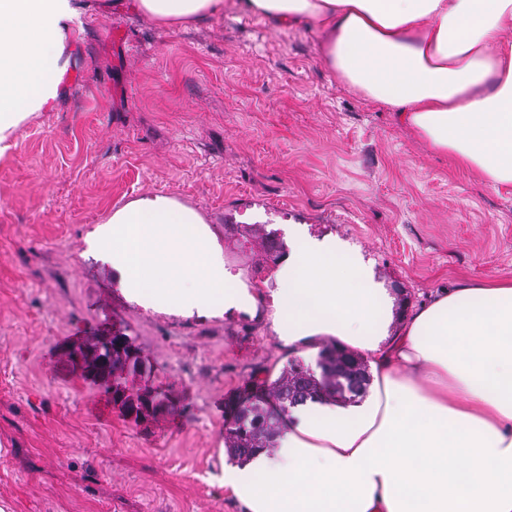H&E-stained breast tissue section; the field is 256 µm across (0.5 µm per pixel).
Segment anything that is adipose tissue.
<instances>
[{"mask_svg":"<svg viewBox=\"0 0 512 512\" xmlns=\"http://www.w3.org/2000/svg\"><path fill=\"white\" fill-rule=\"evenodd\" d=\"M285 28L314 24L341 82L437 153L512 187V0H134L172 27L225 5ZM72 0H0V158L64 93ZM272 326L298 356L318 341L371 359L364 400L290 407L274 452L225 462L245 512H512V281L461 282L391 333L392 303L336 237L288 225ZM87 252L131 301L181 315L247 312L203 217L158 194L101 222Z\"/></svg>","mask_w":512,"mask_h":512,"instance_id":"1","label":"adipose tissue"}]
</instances>
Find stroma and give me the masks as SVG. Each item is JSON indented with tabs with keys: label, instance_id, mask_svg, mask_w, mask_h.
I'll return each instance as SVG.
<instances>
[{
	"label": "stroma",
	"instance_id": "stroma-1",
	"mask_svg": "<svg viewBox=\"0 0 512 512\" xmlns=\"http://www.w3.org/2000/svg\"><path fill=\"white\" fill-rule=\"evenodd\" d=\"M65 98L0 159V504L7 512H245L220 481L228 405L291 354L271 326L286 224L348 242L393 328L460 281L512 280V187L477 181L345 86L310 24L225 8L169 29L73 0ZM162 194L199 211L258 306L181 317L130 302L87 234ZM257 224L276 246L240 233ZM129 337L138 417L68 354Z\"/></svg>",
	"mask_w": 512,
	"mask_h": 512
}]
</instances>
